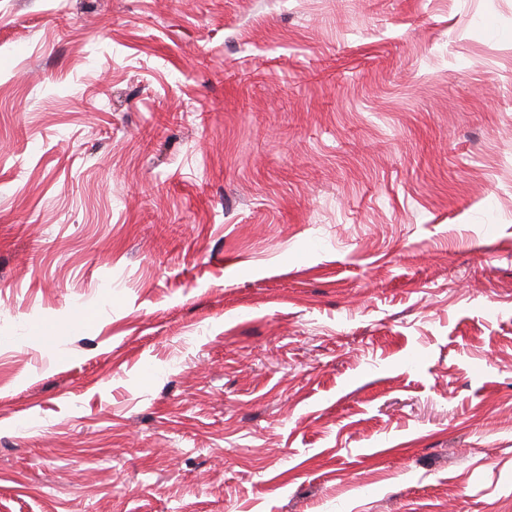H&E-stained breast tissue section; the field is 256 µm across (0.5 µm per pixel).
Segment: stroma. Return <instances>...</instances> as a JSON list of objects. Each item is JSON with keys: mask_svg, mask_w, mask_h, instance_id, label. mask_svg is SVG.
Returning a JSON list of instances; mask_svg holds the SVG:
<instances>
[{"mask_svg": "<svg viewBox=\"0 0 512 512\" xmlns=\"http://www.w3.org/2000/svg\"><path fill=\"white\" fill-rule=\"evenodd\" d=\"M0 512H512V0H0Z\"/></svg>", "mask_w": 512, "mask_h": 512, "instance_id": "stroma-1", "label": "stroma"}]
</instances>
